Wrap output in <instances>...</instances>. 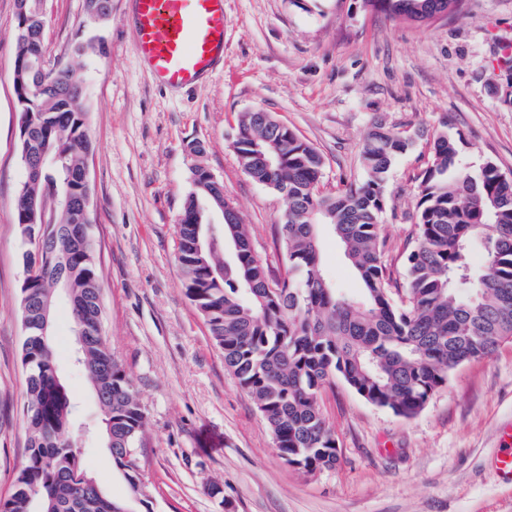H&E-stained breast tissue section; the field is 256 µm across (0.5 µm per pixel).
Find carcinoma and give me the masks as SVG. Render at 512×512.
I'll return each instance as SVG.
<instances>
[{"mask_svg":"<svg viewBox=\"0 0 512 512\" xmlns=\"http://www.w3.org/2000/svg\"><path fill=\"white\" fill-rule=\"evenodd\" d=\"M30 39L16 37L14 90L28 92L21 108L27 135L17 137L21 160L44 158L41 175H26L13 200L20 235L30 246L24 265L35 277L21 286L25 319L21 361L27 372L26 463L0 512H140L150 494L137 442L147 414L139 395L112 354L106 336H92L81 358L101 413V434L115 472L127 483L123 499L108 496L80 461L71 440L72 396L61 383L52 332L36 335L41 310L54 308L59 281L79 303L71 305L74 326L102 314L99 265L94 251L71 241L77 205L92 196L78 172L92 152L88 110L63 97L83 75L62 59L43 73L20 67L43 53L40 0H26ZM392 17L423 21L446 11L459 15L464 0H364ZM461 134L434 136L419 175L413 213L415 241L405 257L407 286L393 297L382 262L385 240L380 215L387 206L385 182L397 158L414 144L402 133L375 130L359 157L360 183L334 192L321 189L322 153L273 113H239L231 147L242 172L276 191L284 202L274 227L286 266L277 274L256 254L249 230L233 202L224 203L230 223H196L205 194L204 149L195 157L192 190L178 224V261L186 293L203 316L224 365L238 378L268 424L278 455L306 474L336 467L340 449L327 424L321 396L342 381L366 402L411 418L448 381V374L487 358L512 339V179L492 162L477 172L460 159ZM73 200L53 224H25L43 191ZM326 226L358 275L357 293L324 274L319 228ZM485 264L469 261L474 243Z\"/></svg>","mask_w":512,"mask_h":512,"instance_id":"1","label":"carcinoma"}]
</instances>
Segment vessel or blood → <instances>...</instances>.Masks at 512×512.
Listing matches in <instances>:
<instances>
[{
	"instance_id": "b4317fda",
	"label": "vessel or blood",
	"mask_w": 512,
	"mask_h": 512,
	"mask_svg": "<svg viewBox=\"0 0 512 512\" xmlns=\"http://www.w3.org/2000/svg\"><path fill=\"white\" fill-rule=\"evenodd\" d=\"M137 50L154 81L183 88L211 74L224 55V0H132ZM496 477L512 483V446L491 459Z\"/></svg>"
}]
</instances>
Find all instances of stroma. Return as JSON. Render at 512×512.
Returning a JSON list of instances; mask_svg holds the SVG:
<instances>
[{
	"mask_svg": "<svg viewBox=\"0 0 512 512\" xmlns=\"http://www.w3.org/2000/svg\"><path fill=\"white\" fill-rule=\"evenodd\" d=\"M45 58L55 63L80 40L102 43L84 79L95 150L89 228L99 256L103 330L147 412L141 446L153 512H512V484L491 456L512 427V340L459 366L415 417L367 403L342 382L322 407L340 448L336 469L307 475L277 454L272 434L188 299L177 257V224L191 190L186 145L238 206L260 257L284 258L274 241L281 197L252 181L230 147L238 113L273 112L325 158L323 184L364 177L359 154L382 128L411 135L395 163L381 216L383 260L405 286L402 253L416 177L434 134L460 133L471 169L495 163L512 175V0H466L463 14L397 19L362 0H224V66L197 87L156 85L135 45L130 0H112L108 19L86 22L84 0H41ZM17 0H0V499L26 462L20 286L26 249L12 206L25 178L17 156L20 112L13 92ZM324 273L351 291L359 283L329 229ZM58 372L75 401L81 459L106 492L125 482L96 431L99 405L73 360L65 302L53 312ZM218 481L212 495L207 480Z\"/></svg>",
	"mask_w": 512,
	"mask_h": 512,
	"instance_id": "35a3bbf8",
	"label": "stroma"
}]
</instances>
